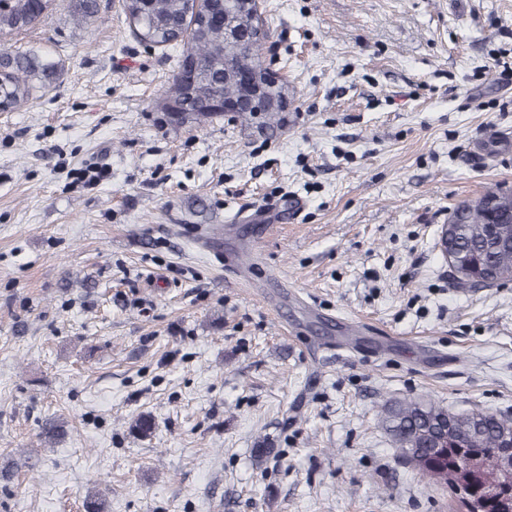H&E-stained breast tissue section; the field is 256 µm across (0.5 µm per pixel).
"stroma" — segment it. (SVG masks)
<instances>
[{
    "label": "stroma",
    "mask_w": 512,
    "mask_h": 512,
    "mask_svg": "<svg viewBox=\"0 0 512 512\" xmlns=\"http://www.w3.org/2000/svg\"><path fill=\"white\" fill-rule=\"evenodd\" d=\"M97 6L6 41L62 70L0 112V512H453L381 411L512 418V282L437 247L512 188V152L474 154L512 133V0H259L273 133L170 123L175 52Z\"/></svg>",
    "instance_id": "stroma-1"
}]
</instances>
